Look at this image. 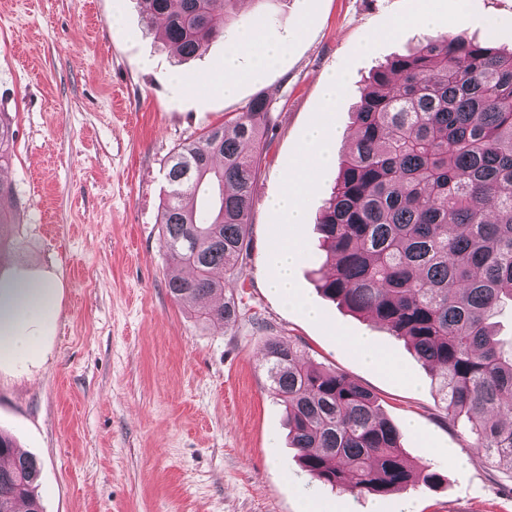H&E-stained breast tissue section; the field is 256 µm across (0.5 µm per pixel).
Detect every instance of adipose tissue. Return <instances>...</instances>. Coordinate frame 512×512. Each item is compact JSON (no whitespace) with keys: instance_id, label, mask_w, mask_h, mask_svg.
<instances>
[{"instance_id":"ef3b65f1","label":"adipose tissue","mask_w":512,"mask_h":512,"mask_svg":"<svg viewBox=\"0 0 512 512\" xmlns=\"http://www.w3.org/2000/svg\"><path fill=\"white\" fill-rule=\"evenodd\" d=\"M284 51L282 43L256 31L244 32L234 48L224 56L225 94H232L242 76L241 56L251 57L255 66L272 63ZM335 157L325 147L320 129L309 131L302 147V158L283 193L274 199L272 211L287 215L289 224L303 223V201L313 188L309 179L312 170L334 162ZM300 258L294 237H283L273 250L268 285L284 297L292 295V270ZM53 284L49 281L0 283V359L8 358L20 349H35L32 331L35 322L50 315L53 306Z\"/></svg>"}]
</instances>
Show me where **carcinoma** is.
Instances as JSON below:
<instances>
[{
    "instance_id": "obj_1",
    "label": "carcinoma",
    "mask_w": 512,
    "mask_h": 512,
    "mask_svg": "<svg viewBox=\"0 0 512 512\" xmlns=\"http://www.w3.org/2000/svg\"><path fill=\"white\" fill-rule=\"evenodd\" d=\"M243 0H140L147 27L183 60L224 34ZM270 102L243 111L178 146L160 224L171 261L166 287L202 323L236 320L224 275L247 252L258 148ZM356 135L323 209L332 260L322 293L407 340L440 381L448 421L471 447L512 464V353L493 319L512 302V50L463 33L426 38L414 53L378 67L356 112ZM13 133L0 124V171ZM492 200L490 215L475 204ZM304 470L339 490L383 496L417 478L398 429L375 395L345 376L304 362L291 340L267 344ZM0 512H42L36 460L0 433Z\"/></svg>"
}]
</instances>
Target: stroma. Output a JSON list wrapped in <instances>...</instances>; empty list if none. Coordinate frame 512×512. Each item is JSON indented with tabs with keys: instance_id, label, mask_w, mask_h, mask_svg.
Returning <instances> with one entry per match:
<instances>
[{
	"instance_id": "obj_1",
	"label": "stroma",
	"mask_w": 512,
	"mask_h": 512,
	"mask_svg": "<svg viewBox=\"0 0 512 512\" xmlns=\"http://www.w3.org/2000/svg\"><path fill=\"white\" fill-rule=\"evenodd\" d=\"M420 0H279L267 15L241 7L225 33L180 62L147 30L138 0H0V121L13 133L0 172L13 217L0 278H49L55 307L36 324L37 351L0 360V432L41 465L43 512H512V466L490 464L464 425L445 417L439 382L401 338L319 289L317 227L338 176L312 171L308 221L288 225L268 202L300 160L306 131L322 127L347 150L360 90L382 63L412 53L428 32L512 48V0H429L436 25L413 24ZM396 37H387L391 27ZM258 30L286 44L271 65L242 60L224 96V55ZM338 72L326 107L320 78ZM258 95L270 126L249 222L250 250L224 297L226 326L197 321L166 288L160 215L166 162L180 144ZM295 237L299 301L271 293L275 240ZM290 338L313 367L370 390L401 434L410 462L442 480L385 496L311 479L288 446V421L262 365L266 343ZM368 336L400 367L377 370L342 344Z\"/></svg>"
}]
</instances>
